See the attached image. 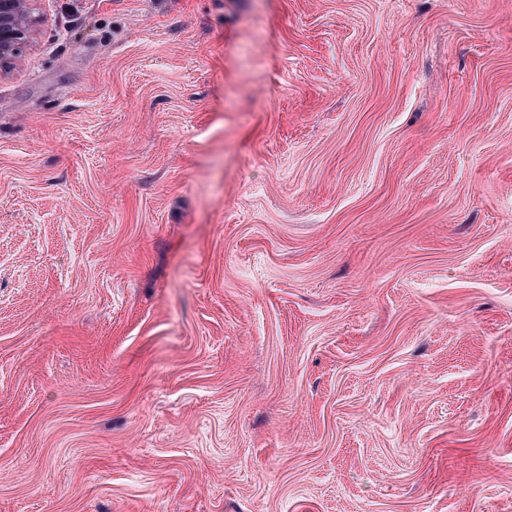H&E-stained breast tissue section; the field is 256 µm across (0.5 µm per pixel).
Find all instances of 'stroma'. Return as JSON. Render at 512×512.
Returning <instances> with one entry per match:
<instances>
[{
  "label": "stroma",
  "mask_w": 512,
  "mask_h": 512,
  "mask_svg": "<svg viewBox=\"0 0 512 512\" xmlns=\"http://www.w3.org/2000/svg\"><path fill=\"white\" fill-rule=\"evenodd\" d=\"M32 8L0 512H512V0Z\"/></svg>",
  "instance_id": "obj_1"
}]
</instances>
